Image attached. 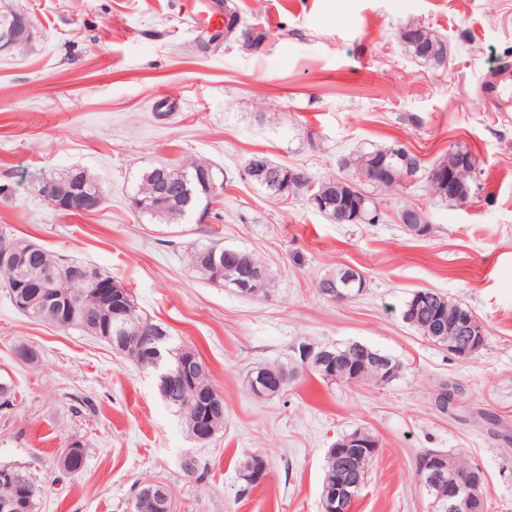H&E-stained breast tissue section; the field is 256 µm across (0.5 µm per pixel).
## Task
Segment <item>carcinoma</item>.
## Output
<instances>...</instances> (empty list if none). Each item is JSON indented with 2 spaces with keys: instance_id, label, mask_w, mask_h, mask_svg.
<instances>
[{
  "instance_id": "cac0c4a2",
  "label": "carcinoma",
  "mask_w": 512,
  "mask_h": 512,
  "mask_svg": "<svg viewBox=\"0 0 512 512\" xmlns=\"http://www.w3.org/2000/svg\"><path fill=\"white\" fill-rule=\"evenodd\" d=\"M399 39L403 43L405 51L417 60L435 66H441L447 60L448 46L446 42L420 25L405 26L400 31ZM468 156L470 153L467 151L448 150V155L435 163L425 176L430 192L437 197L446 199L459 201L466 199L470 191V175L461 173V169ZM402 157L407 160V164L404 165L400 162ZM269 164L272 169L281 173L283 178L291 180L288 193L307 200L318 194L322 195L326 204L318 208V212L330 221L336 224H377L380 222L382 213L376 198L363 195L356 196L349 201L343 193L330 191V187L339 183L341 178L329 176L316 182L304 169L290 167L273 160L269 161ZM343 166L351 170L349 181L360 190L363 189L365 182L391 190L402 186V183L407 181V176H415L423 171L420 159L411 151L398 145L388 148H361L344 158ZM157 171L163 172L166 178L173 182L172 194L165 195L158 191L154 180V173ZM77 173L80 174L81 186L85 193L98 192L101 194V201H106L104 189L84 170L70 169L64 173L43 177L39 180L38 186L41 187L49 183L56 186L65 185ZM216 195L217 187L213 168L209 162L199 158L178 165L159 163L143 170L139 175L131 201L136 204L134 210L142 216L161 224H179L198 210L204 213L208 212ZM11 244L20 252L33 249L37 251V254L32 262L21 267H0V277L7 282L24 283L28 281L34 275V266L36 265L55 271L79 265L91 273V280L78 281L66 277L58 280L56 284V288L61 293L79 305L84 302L93 286L99 283L111 284L114 295L123 299L128 306L126 318L119 323H113L112 326V335L122 337L123 342V347L117 349V352L139 369H144L143 353L139 349L140 341L150 331L167 337L169 348L173 351V362H178L185 355L197 358V373L194 376V381L188 383L185 391L171 397L162 395V398L180 415L186 427L192 428L193 422L200 414L197 404L198 394L213 389L210 371L204 361L200 359L199 352L186 345L176 344L168 328L163 323L145 316L133 293L103 269L87 261L52 254L30 241L13 239ZM188 262L191 268L205 280L220 286L224 285L225 269L235 268L244 271L251 277L249 292L251 296H266L270 293V289L275 287L274 277L269 267L251 251L230 249L217 242H210L195 247L188 255ZM347 270L348 267L344 266L324 273L316 281L318 292L324 297H331V291L341 284ZM440 300L443 301L447 309L469 311L467 306L431 289L413 291L403 305L404 321L415 327L428 340L432 339V332L441 322L438 305ZM56 328L62 331L79 329L89 336L107 344L110 343L109 338L102 334V322L100 321L83 323L77 320L69 324H58ZM335 354L338 374L349 376L353 370L357 369L360 383L378 386L388 384V381L379 377L375 366L361 351V343L349 342L339 345ZM284 369L293 372L292 378H290L292 382L302 373L308 372L326 384L338 383V380L331 375L312 367L304 368L301 363L295 361L293 355L289 354L285 362L257 365L247 372L246 388L249 395L254 399L261 400L278 396V392L270 389L265 383L261 384L258 389L254 388L252 380L260 375L267 377L278 374ZM440 455L445 456L447 452L427 449L419 453L416 458V474L420 480L423 481L430 475L429 461ZM373 461L374 457L372 456L366 458L355 456L345 465L343 482L355 484V487L348 489V493L344 494L343 508L345 512H350L355 499L365 486Z\"/></svg>"
}]
</instances>
